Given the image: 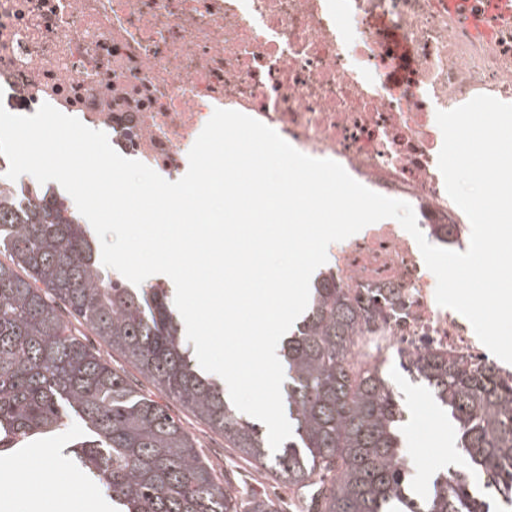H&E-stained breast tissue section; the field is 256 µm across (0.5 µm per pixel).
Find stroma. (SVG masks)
<instances>
[{
	"label": "stroma",
	"instance_id": "35a3bbf8",
	"mask_svg": "<svg viewBox=\"0 0 512 512\" xmlns=\"http://www.w3.org/2000/svg\"><path fill=\"white\" fill-rule=\"evenodd\" d=\"M382 372L403 408L401 446L414 491L417 497L422 498L430 494L435 473L463 469L467 463L457 447L454 426L444 409L429 394L425 383L415 380L394 357L386 361ZM167 406L194 439L200 457L209 462L217 474L228 476L239 491L266 493L277 502L279 512H305L269 471L239 458L233 449L225 447L221 435L209 430L179 403L171 400ZM81 434L80 423L70 420L56 436L33 442L16 455L14 480L18 484L29 485L30 494L22 498H0V512H29V505L34 500L41 503L43 512H57L52 490L43 485H30L28 464L33 459H48L60 476L75 473L77 466L67 447Z\"/></svg>",
	"mask_w": 512,
	"mask_h": 512
}]
</instances>
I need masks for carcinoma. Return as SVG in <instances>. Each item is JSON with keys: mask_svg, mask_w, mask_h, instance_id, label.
I'll list each match as a JSON object with an SVG mask.
<instances>
[{"mask_svg": "<svg viewBox=\"0 0 512 512\" xmlns=\"http://www.w3.org/2000/svg\"><path fill=\"white\" fill-rule=\"evenodd\" d=\"M0 457L57 433H83L71 453L118 512H277L267 496L242 510L230 479L201 459L179 421L85 343L78 323L123 353L165 396L224 444L298 491L315 488L316 512H488L512 508V386L492 367L422 356L406 371L424 381L457 425L468 470L409 497L401 464L402 408L380 371L349 362L377 305L353 303L331 271L312 282L307 310L288 336V410L295 438L269 448L258 424L193 363L166 288L132 287L102 264L87 224L46 195L0 183Z\"/></svg>", "mask_w": 512, "mask_h": 512, "instance_id": "cac0c4a2", "label": "carcinoma"}]
</instances>
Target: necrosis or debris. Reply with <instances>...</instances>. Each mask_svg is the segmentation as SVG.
<instances>
[{
    "label": "necrosis or debris",
    "instance_id": "4bbe7bcc",
    "mask_svg": "<svg viewBox=\"0 0 512 512\" xmlns=\"http://www.w3.org/2000/svg\"><path fill=\"white\" fill-rule=\"evenodd\" d=\"M480 94L512 104V26L472 33L448 0H0L1 107L49 103L172 182L214 110H236L408 202L424 235L453 225V246L470 221L438 168L436 113ZM336 276L351 296L386 299L354 339L357 367L434 355L512 385V364L437 304L401 225L349 237Z\"/></svg>",
    "mask_w": 512,
    "mask_h": 512
}]
</instances>
